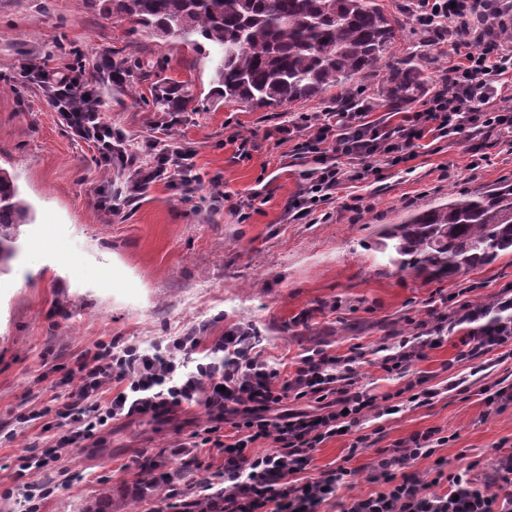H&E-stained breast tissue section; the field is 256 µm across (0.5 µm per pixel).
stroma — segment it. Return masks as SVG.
Masks as SVG:
<instances>
[{
  "instance_id": "1",
  "label": "stroma",
  "mask_w": 512,
  "mask_h": 512,
  "mask_svg": "<svg viewBox=\"0 0 512 512\" xmlns=\"http://www.w3.org/2000/svg\"><path fill=\"white\" fill-rule=\"evenodd\" d=\"M378 2L403 27L393 63H415L426 75L405 103L421 109L457 57L449 47L424 45L413 21L415 0ZM49 53L62 67L79 66L84 56L126 58V83H102L100 109L113 127L140 142L164 133L160 124L167 116L154 102L157 86L177 87L183 99L179 120L166 133L196 152L194 192L186 195L160 182L125 203L119 216L98 211L96 191L111 176L96 166L92 149L59 124L48 92L30 74ZM212 68L207 49L166 42L109 17L101 0H0V167L17 175L36 209L35 223L21 228L10 271L0 274V423L39 408L45 389L62 383L77 355L98 340L147 350L199 325L211 336L249 325L264 336L268 357L312 347H360L358 386L393 395L401 407L395 415L366 421L376 448L440 429L447 442L435 458L445 459L451 471L477 461L471 476L485 486L495 447L512 451V407L486 415L478 393L501 380L512 383V357L475 369L455 362L457 347L450 341L399 377L377 367L375 351L415 335V320L425 317L436 294L470 288L488 300L512 287V253L450 279L426 281L389 265L373 242L382 225L447 200L450 193L512 182V145L503 138L486 141V158L475 169L469 166L468 142L419 150L412 172L389 168L359 188L364 213L336 207L326 222L289 224L283 208L302 184V165L291 157V144L265 139L266 129L280 116L327 112L353 100L370 102L373 118H386L390 106L378 94L384 73L359 75L349 97L334 87L289 106L256 109L214 100ZM232 127L254 140L251 159H237L225 144ZM217 181L230 194L257 189L268 200L238 223L229 209L212 207ZM304 313L307 323L295 325ZM424 375L439 394L428 405L410 403L403 390ZM459 378L467 392L450 390ZM205 422L204 409L193 406L173 416L113 423L97 446L63 457L61 468L80 478L56 486L41 512H85L107 496L112 512H152L160 490L147 485L134 460L149 458L161 470L179 472L173 446ZM42 436L34 424L13 441L0 438V512H23L8 492L18 457ZM350 442L339 437L313 454L316 469L346 463L352 470L325 512L378 489L367 469L375 448L351 458ZM435 458L418 461L411 474L430 480Z\"/></svg>"
}]
</instances>
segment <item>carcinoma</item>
Segmentation results:
<instances>
[{
  "label": "carcinoma",
  "mask_w": 512,
  "mask_h": 512,
  "mask_svg": "<svg viewBox=\"0 0 512 512\" xmlns=\"http://www.w3.org/2000/svg\"><path fill=\"white\" fill-rule=\"evenodd\" d=\"M112 16L168 42L217 52L213 93L255 108H279L349 89L378 67L399 36L377 0H107ZM423 69L404 63L383 79L390 103L410 99ZM34 221L16 177L0 167V273L17 253L20 227ZM375 248L389 264L429 280L493 264L512 253V183L458 193L385 224Z\"/></svg>",
  "instance_id": "1"
}]
</instances>
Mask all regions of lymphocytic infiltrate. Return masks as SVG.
<instances>
[{"mask_svg":"<svg viewBox=\"0 0 512 512\" xmlns=\"http://www.w3.org/2000/svg\"><path fill=\"white\" fill-rule=\"evenodd\" d=\"M413 20L430 44L450 43L458 57L422 109L397 104L393 120L380 121L371 119L369 105L362 103L284 118L266 131L276 144L293 143L304 167L303 184L286 203V221L322 214L339 190L367 182L382 167L412 161L422 140L454 143L466 136L473 142L470 165L475 168L483 159L480 140L512 130V94L499 91L512 77V41L500 35L512 28V0H417ZM101 74L110 82L125 79L124 71H107L97 62L62 70L49 55L37 69L60 124L94 149L98 167L125 177L120 188L97 191V209L118 216L121 203L158 181L192 193L198 180L193 151L159 138L142 147L113 127L98 107ZM417 327V334L402 337L379 357L382 371L408 372L453 333L460 336V362L512 347V291L488 301L441 297ZM356 360L353 349L337 354L308 348L276 363L265 357L259 332L241 325L219 336L192 328L149 351L98 342L81 352L66 374L67 396L51 395L37 411L44 437L22 457L12 492L24 512H40L63 454L98 443L114 421L200 405L205 424L177 445L184 471L194 475L189 489L159 471L156 462L138 464L162 491L161 512H320L351 471L340 465L308 475L312 454L353 427L358 434L349 451L374 449L370 478L383 489L351 499L340 512H512V453L498 457L494 478L483 488L465 468L440 469L422 482L407 470L435 454L434 431L413 433L390 448L377 447L371 434L360 432L369 418L397 408L388 397L357 385ZM290 401L295 409H287ZM259 442L269 443V450L256 452ZM202 448L223 456L219 470L203 468L197 457Z\"/></svg>","mask_w":512,"mask_h":512,"instance_id":"lymphocytic-infiltrate-1","label":"lymphocytic infiltrate"}]
</instances>
